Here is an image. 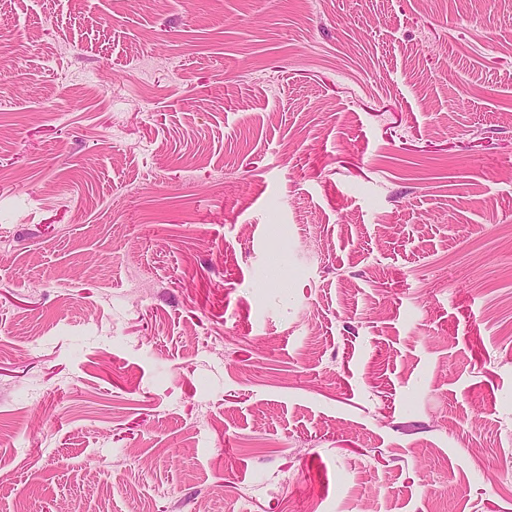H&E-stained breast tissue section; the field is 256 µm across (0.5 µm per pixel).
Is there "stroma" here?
Returning a JSON list of instances; mask_svg holds the SVG:
<instances>
[{
  "label": "stroma",
  "instance_id": "obj_1",
  "mask_svg": "<svg viewBox=\"0 0 512 512\" xmlns=\"http://www.w3.org/2000/svg\"><path fill=\"white\" fill-rule=\"evenodd\" d=\"M0 55V512H512V0H0Z\"/></svg>",
  "mask_w": 512,
  "mask_h": 512
}]
</instances>
